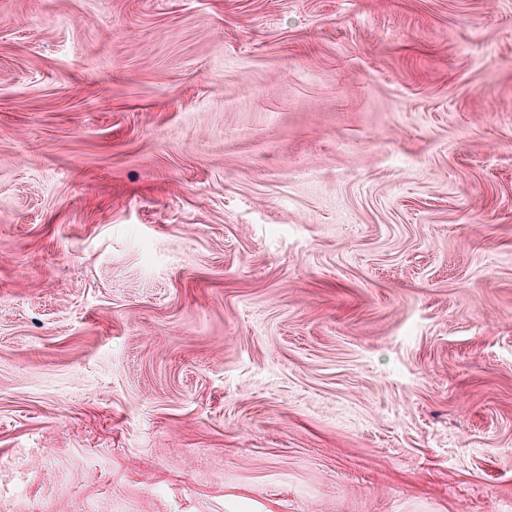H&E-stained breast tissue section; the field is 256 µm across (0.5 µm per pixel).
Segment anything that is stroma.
Listing matches in <instances>:
<instances>
[{"instance_id":"35a3bbf8","label":"stroma","mask_w":512,"mask_h":512,"mask_svg":"<svg viewBox=\"0 0 512 512\" xmlns=\"http://www.w3.org/2000/svg\"><path fill=\"white\" fill-rule=\"evenodd\" d=\"M0 512H512V0H0Z\"/></svg>"}]
</instances>
